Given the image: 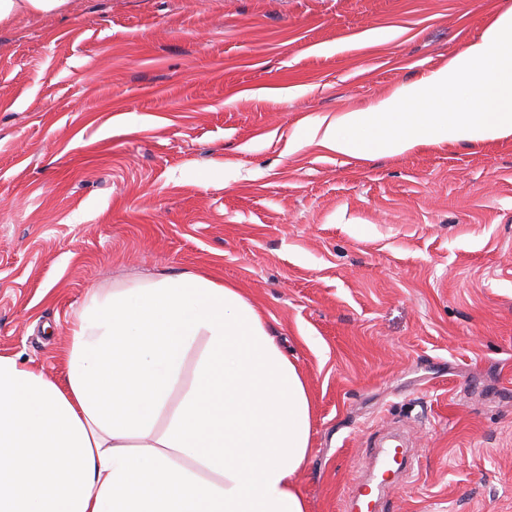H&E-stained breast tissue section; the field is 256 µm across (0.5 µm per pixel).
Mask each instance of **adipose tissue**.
<instances>
[{
    "label": "adipose tissue",
    "mask_w": 512,
    "mask_h": 512,
    "mask_svg": "<svg viewBox=\"0 0 512 512\" xmlns=\"http://www.w3.org/2000/svg\"><path fill=\"white\" fill-rule=\"evenodd\" d=\"M512 136V11L319 145L369 159ZM304 377L237 288L140 273L87 293L63 380L0 354V512H308Z\"/></svg>",
    "instance_id": "ef3b65f1"
}]
</instances>
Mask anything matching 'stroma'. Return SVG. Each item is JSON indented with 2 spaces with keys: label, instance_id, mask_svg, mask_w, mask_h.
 <instances>
[{
  "label": "stroma",
  "instance_id": "stroma-1",
  "mask_svg": "<svg viewBox=\"0 0 512 512\" xmlns=\"http://www.w3.org/2000/svg\"><path fill=\"white\" fill-rule=\"evenodd\" d=\"M512 0H72L0 26V353L61 376L86 293L145 271L239 288L312 405L298 475L343 512H512V137L361 160L321 117L476 39ZM384 443L377 447L385 448L382 450L376 462L377 465L379 464L377 474L373 475L371 480L359 482L356 485L355 489L352 491V496H350L347 502V511L376 512L377 499L371 496L369 486L371 481L375 480L374 488L375 491H377L376 498L379 499L392 484V474L396 468L402 469L406 473L414 468L415 461L404 448V445H406L405 442ZM396 464H398V466Z\"/></svg>",
  "mask_w": 512,
  "mask_h": 512
}]
</instances>
